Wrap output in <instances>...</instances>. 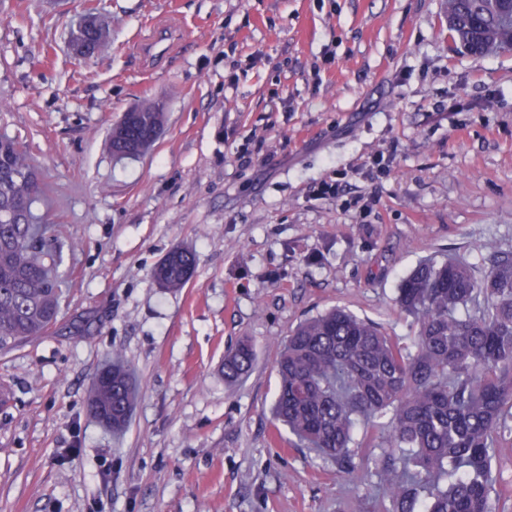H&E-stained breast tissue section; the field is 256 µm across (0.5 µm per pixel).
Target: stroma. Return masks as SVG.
Segmentation results:
<instances>
[{"instance_id":"obj_1","label":"stroma","mask_w":512,"mask_h":512,"mask_svg":"<svg viewBox=\"0 0 512 512\" xmlns=\"http://www.w3.org/2000/svg\"><path fill=\"white\" fill-rule=\"evenodd\" d=\"M91 9L112 46L79 60ZM157 99L153 147L114 159L112 125ZM0 133L39 168L65 279L57 325L0 350V512H389L380 449L345 477L274 424L276 360L336 306L410 344L419 260L512 251V52L456 47L446 0H0ZM176 246L197 265L170 292ZM115 351L139 387L119 434L86 403ZM493 473L512 512V435ZM195 272V254L187 249L175 247L154 268V276L162 288H183ZM254 349L249 340H239L224 354V380L232 383L245 376L254 362Z\"/></svg>"}]
</instances>
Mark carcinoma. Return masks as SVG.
I'll return each mask as SVG.
<instances>
[{
    "mask_svg": "<svg viewBox=\"0 0 512 512\" xmlns=\"http://www.w3.org/2000/svg\"><path fill=\"white\" fill-rule=\"evenodd\" d=\"M448 30L482 59L512 50V7L501 0H448ZM92 53L112 44L101 23L85 34ZM166 115L150 102L127 112L108 137L115 154L136 142L150 148ZM39 173L27 147L0 136V349L39 336L56 322L62 281L52 225L33 212ZM195 254L175 247L154 268L161 287H184ZM396 302L414 328L405 347L374 323L333 309L298 325L276 361L273 420L298 441L342 465L353 463L356 427L390 415L376 447V471L392 512H493V452L512 433V251L497 253L482 276L470 264L420 262L400 282ZM253 345L224 354V380L245 376ZM96 377L89 408L122 429L133 402L130 376L115 353Z\"/></svg>",
    "mask_w": 512,
    "mask_h": 512,
    "instance_id": "1",
    "label": "carcinoma"
}]
</instances>
